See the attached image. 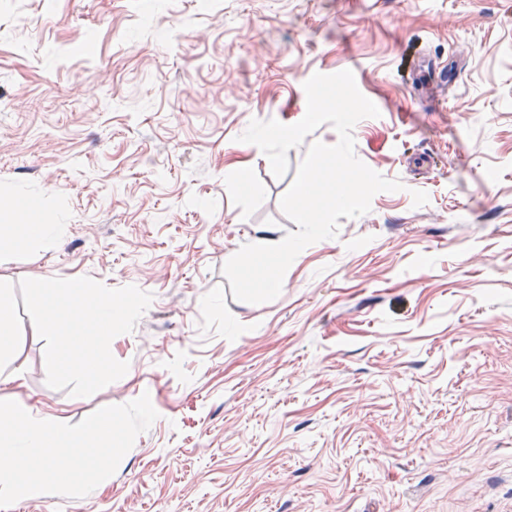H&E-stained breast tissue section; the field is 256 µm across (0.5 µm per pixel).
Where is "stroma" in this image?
Returning <instances> with one entry per match:
<instances>
[{"mask_svg":"<svg viewBox=\"0 0 512 512\" xmlns=\"http://www.w3.org/2000/svg\"><path fill=\"white\" fill-rule=\"evenodd\" d=\"M345 69L380 111L356 155L403 188L235 300L222 267L297 231L307 151L277 178L239 137ZM7 199L68 232L0 252V284L153 295L89 397L47 386L16 300L0 371L68 428L128 431L105 489L23 512H512V0H0Z\"/></svg>","mask_w":512,"mask_h":512,"instance_id":"obj_1","label":"stroma"}]
</instances>
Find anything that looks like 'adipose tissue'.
Returning <instances> with one entry per match:
<instances>
[{"label": "adipose tissue", "mask_w": 512, "mask_h": 512, "mask_svg": "<svg viewBox=\"0 0 512 512\" xmlns=\"http://www.w3.org/2000/svg\"><path fill=\"white\" fill-rule=\"evenodd\" d=\"M20 229L16 235H0V248L22 246L47 251L57 246L66 232L62 224L31 225L26 209H15ZM125 426L117 418H97L81 429L69 430L57 415L35 404L10 402L0 410V503L38 499L51 490L67 487L78 491L83 482L107 486L112 459L121 452ZM97 454L99 465L86 469L87 453Z\"/></svg>", "instance_id": "1"}]
</instances>
